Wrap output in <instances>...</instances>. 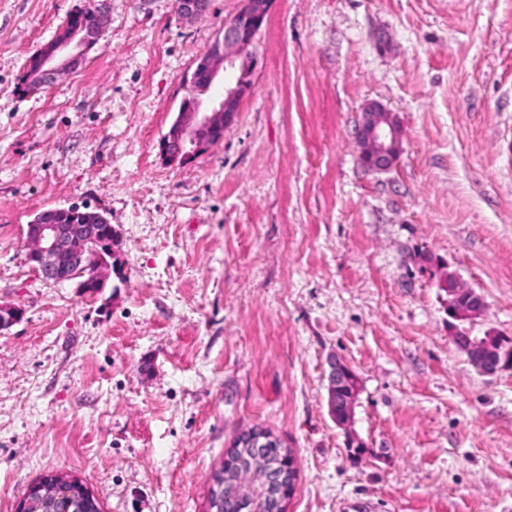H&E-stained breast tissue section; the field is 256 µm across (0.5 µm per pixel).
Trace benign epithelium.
Here are the masks:
<instances>
[{
	"mask_svg": "<svg viewBox=\"0 0 512 512\" xmlns=\"http://www.w3.org/2000/svg\"><path fill=\"white\" fill-rule=\"evenodd\" d=\"M212 0H175L183 19H193L210 10ZM273 0H243L241 9L224 21V28L209 51L199 59L190 77L186 78L187 95L159 147L165 159L185 165L224 138V129L236 119L242 100L251 92L258 57L252 50L256 34L266 23ZM103 20L90 27L65 24L57 36L28 65L25 73L28 88L47 86L58 77L79 68L87 53L98 43ZM224 81V93L216 100L206 101L202 95L216 82ZM359 155L366 158L370 170L385 172L398 159L401 129L393 114L378 103L366 105L358 128ZM117 231L100 213L77 205L55 208L39 213L27 225L26 259L41 277L53 284L75 283L83 295L101 293L111 277L122 278L114 257ZM441 287L448 293V311L455 320L473 322L486 308L483 296L464 287L457 276L444 280ZM464 302H459L461 292ZM22 318L16 306L0 304V334ZM453 340L458 349L482 373L504 370L501 362L512 356V346L493 332L473 336L467 330L455 329ZM350 367L341 361L330 366L328 403L331 415L339 425H348L353 416L358 388L353 386L346 400L347 415L338 413L335 403L336 383L346 379ZM280 439L256 427L238 440L246 447H273ZM243 482L252 489L269 485L271 472L256 463H244ZM294 459L288 458V470L278 477L272 512H286L295 482ZM50 487L56 500L70 495L68 486L56 476L34 483L28 494Z\"/></svg>",
	"mask_w": 512,
	"mask_h": 512,
	"instance_id": "obj_1",
	"label": "benign epithelium"
}]
</instances>
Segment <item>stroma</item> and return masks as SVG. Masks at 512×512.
<instances>
[{"instance_id":"35a3bbf8","label":"stroma","mask_w":512,"mask_h":512,"mask_svg":"<svg viewBox=\"0 0 512 512\" xmlns=\"http://www.w3.org/2000/svg\"><path fill=\"white\" fill-rule=\"evenodd\" d=\"M89 0H0V512L65 472L103 512H208L242 433L295 458L288 512H512V370L454 344L442 279L512 338V0H275L223 140L187 166L159 141L183 77L241 0H105L74 73L20 87ZM398 119L395 166L358 160L361 110ZM102 213L122 278L47 283L24 231ZM359 379L352 422L331 360ZM366 453L354 459L346 437ZM351 368L341 361L334 360L331 362L329 373V387H328V403L330 406L331 415L339 425H348L353 416V409L357 401L358 388L352 386L350 389V397L346 400L347 415L343 416L338 413L335 403L336 383L345 380L349 375Z\"/></svg>"}]
</instances>
